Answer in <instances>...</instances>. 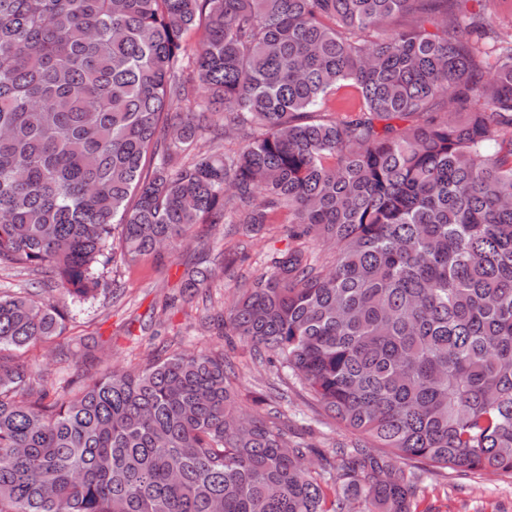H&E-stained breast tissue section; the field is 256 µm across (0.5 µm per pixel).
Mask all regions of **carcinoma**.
Instances as JSON below:
<instances>
[{
    "mask_svg": "<svg viewBox=\"0 0 512 512\" xmlns=\"http://www.w3.org/2000/svg\"><path fill=\"white\" fill-rule=\"evenodd\" d=\"M486 2L0 0V264L58 291L0 294V349L63 335L115 251L285 213L296 245L224 335L355 436L312 463L222 352L66 395L0 355V512H417L448 468L512 475V36Z\"/></svg>",
    "mask_w": 512,
    "mask_h": 512,
    "instance_id": "carcinoma-1",
    "label": "carcinoma"
}]
</instances>
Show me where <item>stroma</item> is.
<instances>
[{
	"label": "stroma",
	"instance_id": "1",
	"mask_svg": "<svg viewBox=\"0 0 512 512\" xmlns=\"http://www.w3.org/2000/svg\"><path fill=\"white\" fill-rule=\"evenodd\" d=\"M288 245V227L271 225L249 234L239 224H198L187 243L127 265L114 258L105 273L107 288L96 295L71 297L64 338H52L19 354L41 383L62 389L88 383L108 369L147 364L174 351L235 348L238 402L252 414L277 407L288 420L293 440L327 455L354 437L337 425L315 420L310 399L299 387L282 385L267 367L251 362L244 347H233L219 328L220 317L239 288L259 276L265 257ZM207 268L211 280L198 294L181 284ZM31 292L41 299L56 291L39 270L0 266V293ZM418 512H512V477L448 470L429 487Z\"/></svg>",
	"mask_w": 512,
	"mask_h": 512
}]
</instances>
